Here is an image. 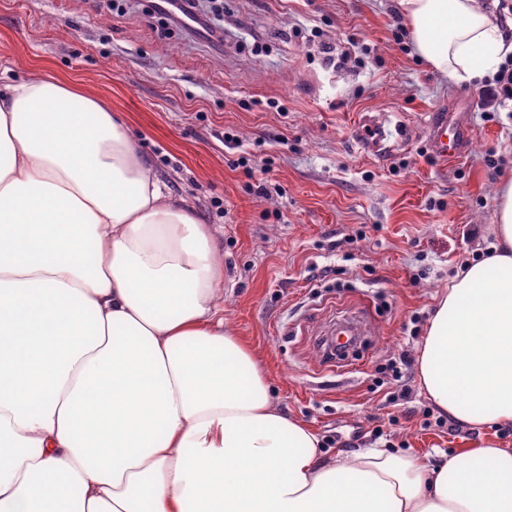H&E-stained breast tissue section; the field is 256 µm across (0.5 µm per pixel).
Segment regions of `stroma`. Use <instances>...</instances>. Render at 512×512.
<instances>
[{
	"mask_svg": "<svg viewBox=\"0 0 512 512\" xmlns=\"http://www.w3.org/2000/svg\"><path fill=\"white\" fill-rule=\"evenodd\" d=\"M120 2L0 0V77L67 74L125 117L170 194L217 229L224 323L254 348L277 407L332 454L385 448L436 466L463 448L511 450L497 425L426 423L418 374L397 382L387 365L416 354L438 297L493 241L512 112L485 121L477 86L396 41L397 0H223L218 47L178 23L159 36L143 0ZM353 42L363 58L341 60ZM434 112L468 128L462 157L433 153ZM241 156L268 173L247 176ZM356 313L368 324L356 353L325 362L320 341Z\"/></svg>",
	"mask_w": 512,
	"mask_h": 512,
	"instance_id": "stroma-1",
	"label": "stroma"
}]
</instances>
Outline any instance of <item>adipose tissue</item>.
<instances>
[{
    "instance_id": "adipose-tissue-1",
    "label": "adipose tissue",
    "mask_w": 512,
    "mask_h": 512,
    "mask_svg": "<svg viewBox=\"0 0 512 512\" xmlns=\"http://www.w3.org/2000/svg\"><path fill=\"white\" fill-rule=\"evenodd\" d=\"M452 83L512 58L499 0H398ZM418 349L421 390L512 423V180ZM0 512H512V451L434 468L326 454L224 324V249L124 121L77 81L0 87Z\"/></svg>"
}]
</instances>
